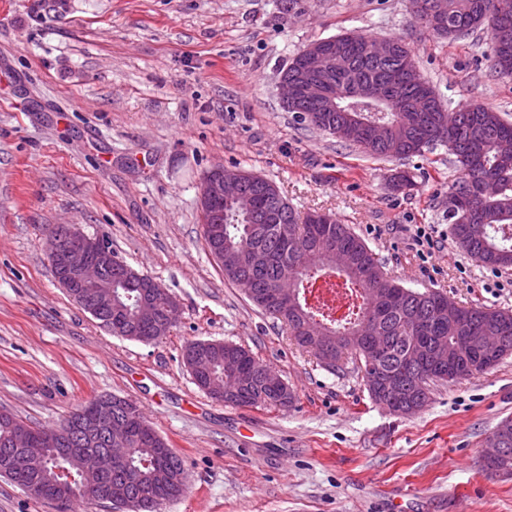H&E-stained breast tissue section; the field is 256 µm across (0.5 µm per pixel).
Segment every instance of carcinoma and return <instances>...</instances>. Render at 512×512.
Segmentation results:
<instances>
[{
    "label": "carcinoma",
    "instance_id": "carcinoma-1",
    "mask_svg": "<svg viewBox=\"0 0 512 512\" xmlns=\"http://www.w3.org/2000/svg\"><path fill=\"white\" fill-rule=\"evenodd\" d=\"M424 9L412 12L415 21L426 31L451 40L468 37L475 29L487 25L493 42L491 66L502 76H512V0H502L504 5L486 6L488 0H446L448 19L435 23L428 9L436 6L435 0H420ZM344 55V66L334 74L333 82L340 100L333 112H313L314 103L301 99L294 108L307 114L308 126L323 133L329 128H343L345 134L338 140L360 149L371 158H387L383 143L372 139V125L389 127L390 140L398 145V157L409 158L426 147L441 145L453 156L452 164L460 176L448 192L458 195L471 213L467 224L455 223V216L448 215L451 235L458 246L476 261L494 268H512V166L501 163V141L512 140V123L499 112L479 103L457 109L456 125L448 130L436 125L443 105L435 97L428 98L421 87L403 81L393 92L388 105L377 104L361 107L356 112L349 108L353 99L347 97L351 87L371 84L383 79L387 72L400 63V57L411 53L406 44L396 38L389 40L390 56L374 59L366 54V35L344 34L337 36ZM412 106L423 111L428 118L425 126L417 127L402 121L400 109ZM249 191L258 198L259 209L253 216L238 214L229 206L224 209V234L220 244L224 254L238 261V265L224 268V274L236 281L240 277L250 280L256 289L251 301L275 319L288 326V331L299 345L314 351V340L303 336L304 323L319 324L330 335L347 337V348L338 359L351 354L360 363V370L370 373L371 353L365 346L364 332L371 328L373 334L382 336L385 348L377 368L390 377L405 376L412 386L406 403L415 401L418 391L414 386L422 369L412 368L406 362L407 351L417 346L437 353L436 364L451 365V370L435 373L425 382L426 388L438 381H453L481 373L505 356L512 354V313L484 306L458 305L449 311L438 307L443 294L438 291L419 292L404 288L389 279L378 258L357 236L349 225L333 221L330 224H310L307 219L288 205L280 193L268 189L267 181L247 183ZM275 224H289L294 229L293 244L283 247L272 232ZM318 236H329L332 242L348 251L353 259L350 269L339 271L327 265L325 256L309 250V243ZM292 280L297 299V311L280 317L263 299L267 288L279 277ZM338 283L344 290L347 315L336 318L335 312L319 301L318 290L330 282ZM141 294L138 285L125 281L113 288L112 304L123 309V318L133 322L135 303ZM414 319L420 332L410 334L405 323ZM499 334L503 336L500 349L487 360L455 344L454 337ZM213 373L224 375L235 369L245 376L241 400L244 406L276 407L277 395L263 383L262 373L267 366L250 360L246 367L239 366L224 355V349L210 353ZM23 420L7 411H0V454L10 448L12 427ZM129 462L152 487V495L161 500H172L177 495L159 481V474L172 465L183 466L182 459L174 455H159L145 433L138 431L129 448ZM19 487L39 478L50 480L58 476L79 482L73 473L72 458L48 451L38 470L28 475L1 471Z\"/></svg>",
    "mask_w": 512,
    "mask_h": 512
}]
</instances>
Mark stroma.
Returning a JSON list of instances; mask_svg holds the SVG:
<instances>
[{
  "instance_id": "1",
  "label": "stroma",
  "mask_w": 512,
  "mask_h": 512,
  "mask_svg": "<svg viewBox=\"0 0 512 512\" xmlns=\"http://www.w3.org/2000/svg\"><path fill=\"white\" fill-rule=\"evenodd\" d=\"M350 32L406 40L447 109L478 102L512 120L487 30L436 38L408 0H0V409L51 428L99 395L134 401L188 474L164 512H512V478L482 463L512 417V356L391 413L355 363L327 369L249 301L206 244L200 178L243 169L350 225L402 286L512 311V269L450 235L446 147L375 160L282 108L287 61ZM399 169L418 189L391 190ZM54 224L104 236L175 295L172 332L145 344L101 327L53 275ZM420 224L439 242L424 255ZM190 340L247 348L293 403L211 398L182 363Z\"/></svg>"
}]
</instances>
